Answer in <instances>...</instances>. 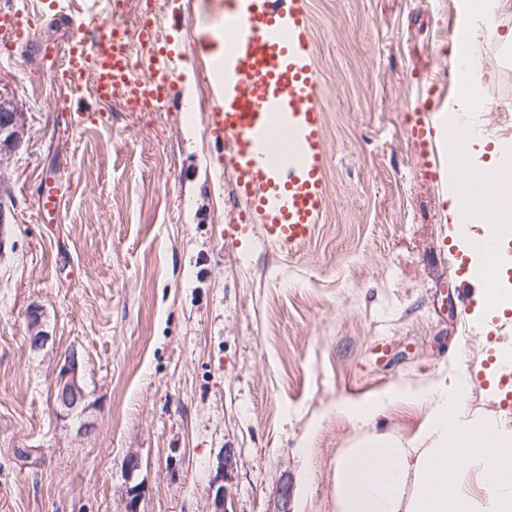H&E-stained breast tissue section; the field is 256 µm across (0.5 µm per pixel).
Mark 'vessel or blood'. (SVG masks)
<instances>
[{
    "label": "vessel or blood",
    "mask_w": 512,
    "mask_h": 512,
    "mask_svg": "<svg viewBox=\"0 0 512 512\" xmlns=\"http://www.w3.org/2000/svg\"><path fill=\"white\" fill-rule=\"evenodd\" d=\"M219 11L199 20L190 53L170 48L150 11L135 28L113 19L93 22L89 33L56 14V0L39 13L12 9L0 14V49L29 43L49 18H57L64 41L38 52L46 78L70 87L91 76L102 104L120 97L137 112L171 102L188 58L211 61L213 110L208 130L222 145L214 162L230 171L245 222L287 250L299 248L325 212L328 154L325 114L314 69L315 45L307 0H214ZM441 100L426 98L410 115V142L417 157L435 159ZM71 127L104 123L108 113L75 108L72 98L54 102ZM435 174H446L437 163Z\"/></svg>",
    "instance_id": "vessel-or-blood-1"
}]
</instances>
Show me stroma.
<instances>
[{"label": "stroma", "instance_id": "1", "mask_svg": "<svg viewBox=\"0 0 512 512\" xmlns=\"http://www.w3.org/2000/svg\"><path fill=\"white\" fill-rule=\"evenodd\" d=\"M308 5L327 207L291 252L242 223L233 181L212 162L207 61L182 75L185 111L115 99L108 125L73 130L34 51L57 24L0 52V93L25 116L20 143L0 154V512H124L132 454L139 512H204L227 451L229 512H336L341 449L368 433L410 439L428 412L395 400L362 423L337 401L447 376L469 378L470 411L512 429L501 371L485 365L512 350V309L493 316L476 302L460 316L461 227L409 141L419 93L435 82L445 103L458 96L460 0ZM473 58L478 136L512 149V0ZM44 179L63 197L50 223ZM34 308L49 338L40 349L28 340ZM71 350L86 398L66 410L55 384Z\"/></svg>", "mask_w": 512, "mask_h": 512}]
</instances>
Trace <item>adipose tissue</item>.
<instances>
[{
    "instance_id": "1",
    "label": "adipose tissue",
    "mask_w": 512,
    "mask_h": 512,
    "mask_svg": "<svg viewBox=\"0 0 512 512\" xmlns=\"http://www.w3.org/2000/svg\"><path fill=\"white\" fill-rule=\"evenodd\" d=\"M413 439L367 434L336 461V512H512V433L469 414L466 382L421 393Z\"/></svg>"
}]
</instances>
